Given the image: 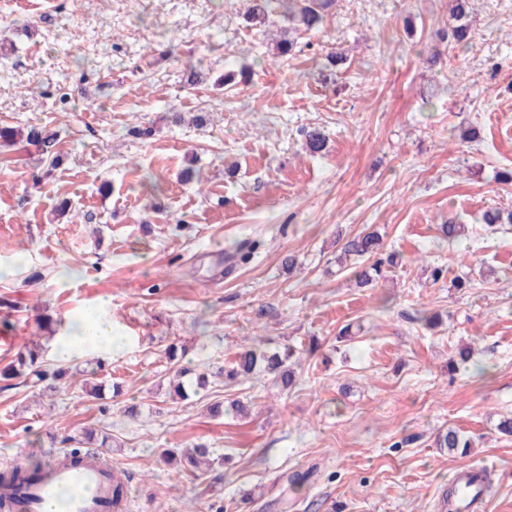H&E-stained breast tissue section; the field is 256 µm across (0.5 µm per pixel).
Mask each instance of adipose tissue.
Wrapping results in <instances>:
<instances>
[{
  "label": "adipose tissue",
  "mask_w": 512,
  "mask_h": 512,
  "mask_svg": "<svg viewBox=\"0 0 512 512\" xmlns=\"http://www.w3.org/2000/svg\"><path fill=\"white\" fill-rule=\"evenodd\" d=\"M78 332L61 336L56 344L60 361L67 362L74 357L96 349H112L120 341L112 325V317L106 303H99L78 316Z\"/></svg>",
  "instance_id": "1"
}]
</instances>
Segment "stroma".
Masks as SVG:
<instances>
[{"label": "stroma", "instance_id": "1", "mask_svg": "<svg viewBox=\"0 0 512 512\" xmlns=\"http://www.w3.org/2000/svg\"><path fill=\"white\" fill-rule=\"evenodd\" d=\"M249 6L0 0V125L46 127L59 157L0 149V337L14 340L0 369L36 347L64 371L50 395L0 380V470L91 430L127 480L126 512H444L464 466L490 471L485 512H512V437L497 430L512 417V227L482 228L486 210L512 209L495 179L512 169V0H473L464 54L438 38L448 0H337L288 60L269 50L274 23L245 26ZM334 48L347 63L326 83L317 64ZM190 64L205 74L194 87ZM230 66L250 82L216 86ZM313 128L327 137L315 155ZM451 218L467 227L453 242L439 231ZM373 230L394 264L360 288L336 239ZM104 300L126 345L60 363L56 335ZM257 344L295 348L290 390L217 377ZM95 361L92 398L80 371ZM182 367L210 379L175 400ZM233 400L246 414L209 410ZM450 428L467 454L436 447ZM197 444L222 483L161 457Z\"/></svg>", "mask_w": 512, "mask_h": 512}]
</instances>
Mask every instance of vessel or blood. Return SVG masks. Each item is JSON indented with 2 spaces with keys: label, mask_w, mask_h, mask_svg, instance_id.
I'll use <instances>...</instances> for the list:
<instances>
[{
  "label": "vessel or blood",
  "mask_w": 512,
  "mask_h": 512,
  "mask_svg": "<svg viewBox=\"0 0 512 512\" xmlns=\"http://www.w3.org/2000/svg\"><path fill=\"white\" fill-rule=\"evenodd\" d=\"M117 474L110 460L100 453L61 456L53 454L42 475L26 483L21 490L0 487V505L8 512H47L58 491L67 486L81 492L69 505V512H111L112 486Z\"/></svg>",
  "instance_id": "1"
}]
</instances>
